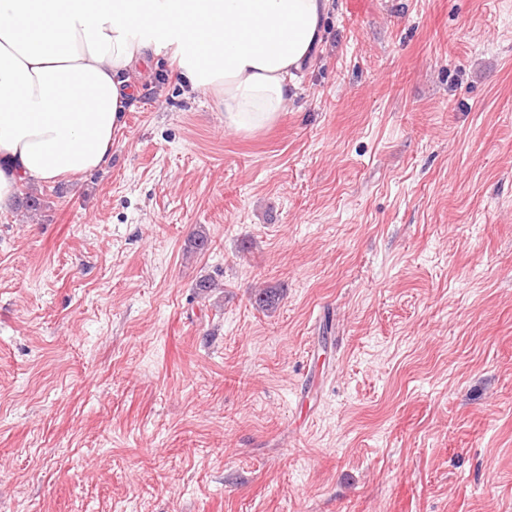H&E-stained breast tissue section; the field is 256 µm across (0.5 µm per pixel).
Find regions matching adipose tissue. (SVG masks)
<instances>
[{"instance_id": "obj_1", "label": "adipose tissue", "mask_w": 512, "mask_h": 512, "mask_svg": "<svg viewBox=\"0 0 512 512\" xmlns=\"http://www.w3.org/2000/svg\"><path fill=\"white\" fill-rule=\"evenodd\" d=\"M332 0H0V212L21 181L106 166L132 93L160 55L210 91L226 127L276 121L324 40Z\"/></svg>"}]
</instances>
